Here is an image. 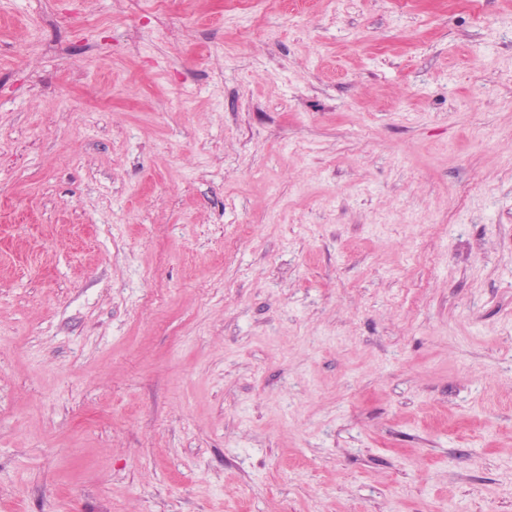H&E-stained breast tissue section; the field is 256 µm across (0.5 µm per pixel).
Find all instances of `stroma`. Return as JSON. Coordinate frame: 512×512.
I'll return each instance as SVG.
<instances>
[{
	"instance_id": "1",
	"label": "stroma",
	"mask_w": 512,
	"mask_h": 512,
	"mask_svg": "<svg viewBox=\"0 0 512 512\" xmlns=\"http://www.w3.org/2000/svg\"><path fill=\"white\" fill-rule=\"evenodd\" d=\"M0 512H512V0H0Z\"/></svg>"
}]
</instances>
